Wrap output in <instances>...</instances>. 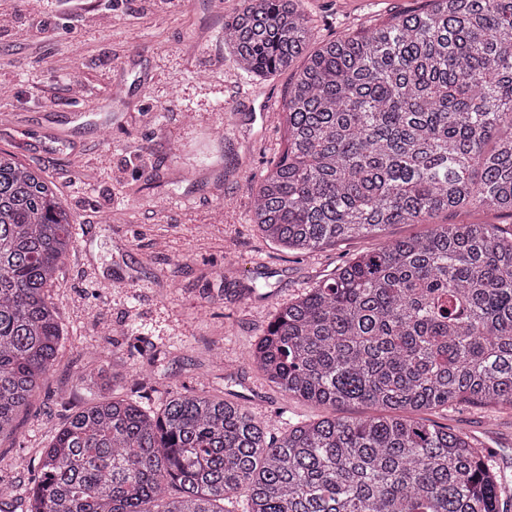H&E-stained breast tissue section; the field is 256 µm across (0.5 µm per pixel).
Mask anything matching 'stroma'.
<instances>
[{
  "label": "stroma",
  "instance_id": "obj_1",
  "mask_svg": "<svg viewBox=\"0 0 512 512\" xmlns=\"http://www.w3.org/2000/svg\"><path fill=\"white\" fill-rule=\"evenodd\" d=\"M239 2L219 12L213 0H87L73 13L64 0H0V148L54 182L74 238L50 290L59 362L0 439V483L15 489L0 512H25L42 452L88 400L80 374L128 359V336L157 357L129 359L146 386L122 381L116 393L148 411L186 386L238 402L277 438L326 413L282 394L247 356L277 310L379 240L300 255L251 223L252 194L285 148L292 73L237 68L224 16ZM427 4L303 0L321 42ZM431 419L476 438L512 473V409Z\"/></svg>",
  "mask_w": 512,
  "mask_h": 512
}]
</instances>
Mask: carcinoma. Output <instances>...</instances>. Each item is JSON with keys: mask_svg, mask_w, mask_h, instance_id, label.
<instances>
[{"mask_svg": "<svg viewBox=\"0 0 512 512\" xmlns=\"http://www.w3.org/2000/svg\"><path fill=\"white\" fill-rule=\"evenodd\" d=\"M302 0H241L224 45L265 78L298 59L286 147L252 223L287 250L382 236L440 213L512 217V0H428L315 49ZM42 172L0 149V434L53 369L47 300L73 246ZM249 361L281 392L363 418L297 421L274 440L240 404L182 387L152 414L90 400L45 449L27 512H502L482 446L425 417L512 408V231L435 224L351 258L274 315Z\"/></svg>", "mask_w": 512, "mask_h": 512, "instance_id": "carcinoma-1", "label": "carcinoma"}]
</instances>
